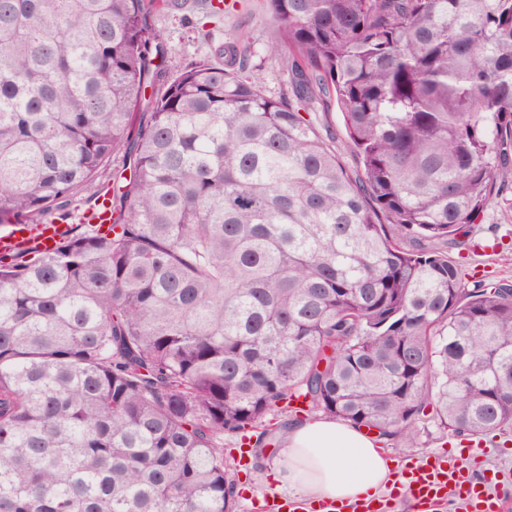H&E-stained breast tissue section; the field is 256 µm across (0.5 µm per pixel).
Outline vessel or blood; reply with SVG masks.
<instances>
[{
    "mask_svg": "<svg viewBox=\"0 0 512 512\" xmlns=\"http://www.w3.org/2000/svg\"><path fill=\"white\" fill-rule=\"evenodd\" d=\"M385 494L367 495L352 502H321L308 506L307 512H388V502L406 496L417 512H438L449 499L461 501L467 512H506L501 496L492 492L495 473L485 468L479 450L468 449L465 458L445 451L425 463L402 464Z\"/></svg>",
    "mask_w": 512,
    "mask_h": 512,
    "instance_id": "vessel-or-blood-1",
    "label": "vessel or blood"
}]
</instances>
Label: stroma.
<instances>
[{
    "mask_svg": "<svg viewBox=\"0 0 512 512\" xmlns=\"http://www.w3.org/2000/svg\"><path fill=\"white\" fill-rule=\"evenodd\" d=\"M154 25L164 32L168 52L163 66L167 71L214 60L215 48L232 38L248 49L249 63L255 66L268 94H279L284 88L291 55L285 50L277 54L268 51L275 22L266 0H224L223 12L211 16L198 10L164 13L155 17ZM473 238L480 248L467 258L468 272L488 281L512 277V264L502 259L503 253H512V185L494 191L480 223L473 228ZM472 443V438L455 436L435 422L422 421L417 425L413 447L405 448L394 442L385 446L384 451L400 464L421 462L438 451L465 448ZM492 445L486 466L497 475L495 492L502 493L512 489V428L497 432ZM261 446V451L252 450L243 457L236 438L224 439V453L232 463L235 481L234 512H255V505L262 503L265 496L289 492L273 471L280 448L278 441L266 438Z\"/></svg>",
    "mask_w": 512,
    "mask_h": 512,
    "instance_id": "stroma-1",
    "label": "stroma"
}]
</instances>
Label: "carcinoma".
<instances>
[{
	"instance_id": "obj_1",
	"label": "carcinoma",
	"mask_w": 512,
	"mask_h": 512,
	"mask_svg": "<svg viewBox=\"0 0 512 512\" xmlns=\"http://www.w3.org/2000/svg\"><path fill=\"white\" fill-rule=\"evenodd\" d=\"M266 2L278 96L235 40L153 64L189 0H0V227L122 156L108 227L0 254V512H233L224 436L280 410L512 427V280L460 261L512 183V0Z\"/></svg>"
}]
</instances>
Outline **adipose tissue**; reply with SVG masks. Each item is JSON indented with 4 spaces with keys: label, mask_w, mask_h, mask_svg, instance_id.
I'll return each instance as SVG.
<instances>
[{
    "label": "adipose tissue",
    "mask_w": 512,
    "mask_h": 512,
    "mask_svg": "<svg viewBox=\"0 0 512 512\" xmlns=\"http://www.w3.org/2000/svg\"><path fill=\"white\" fill-rule=\"evenodd\" d=\"M274 462L293 493L313 501H350L384 490L394 462L363 429L329 418L293 422Z\"/></svg>",
    "instance_id": "adipose-tissue-1"
}]
</instances>
